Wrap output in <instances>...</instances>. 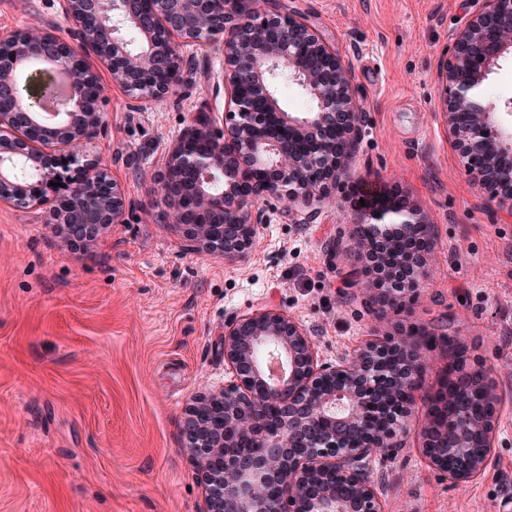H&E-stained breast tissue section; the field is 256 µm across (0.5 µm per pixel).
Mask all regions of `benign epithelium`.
<instances>
[{
	"instance_id": "1",
	"label": "benign epithelium",
	"mask_w": 512,
	"mask_h": 512,
	"mask_svg": "<svg viewBox=\"0 0 512 512\" xmlns=\"http://www.w3.org/2000/svg\"><path fill=\"white\" fill-rule=\"evenodd\" d=\"M69 37L28 29L0 36V202L28 209L65 197L48 223L64 224L80 256L110 225L123 223L126 199L101 158L90 152L107 126L104 88L88 63L105 65L112 84L140 108L163 101L185 81L186 51L218 38L224 52L221 117L197 113L172 145L158 191L166 215L193 251L228 260L247 256L255 226L268 222L270 197L326 199L352 175L364 136L352 65L302 18L253 7L255 0H60ZM466 24L449 36L440 70L444 116L461 166L512 206V102L485 99L489 77L512 58V0H471ZM72 76L68 108L45 123L53 73ZM313 102L301 115L277 97L279 80ZM275 114L285 137L269 128ZM240 228L224 236V225ZM415 227H426L411 203L354 215L358 273L383 308L397 309L414 291L425 256L394 251ZM418 348L415 335L374 344L336 363L320 360L303 326L265 309L224 322V363L234 380L193 396L185 420L188 448L205 490L207 512H383L366 469L368 447H397L401 426L374 412L386 395L407 415L419 395L423 364L394 368L395 352ZM272 353L282 372L270 373ZM320 433H311L315 424ZM430 463L454 480L478 476L488 454L465 444L431 449L446 428L435 414L427 428ZM349 495L336 492V481Z\"/></svg>"
}]
</instances>
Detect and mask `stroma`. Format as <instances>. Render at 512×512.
<instances>
[{
    "label": "stroma",
    "mask_w": 512,
    "mask_h": 512,
    "mask_svg": "<svg viewBox=\"0 0 512 512\" xmlns=\"http://www.w3.org/2000/svg\"><path fill=\"white\" fill-rule=\"evenodd\" d=\"M351 63L365 112L352 181L333 204L268 199L241 262L190 251L154 191L193 113L224 111L222 57L191 48L187 82L129 107L104 66L108 125L91 150L126 196L125 220L79 261L46 208L0 203V512H204L183 446L186 407L229 380L224 321L283 310L336 361L397 330L427 334L421 396L400 449L368 463L384 512H512V207L459 165L443 118L440 67L470 0H270ZM66 35L59 0H0V34ZM406 199L434 246L418 288L378 313L356 281L348 231L353 184ZM496 384L493 447L457 482L422 452L433 400L458 366Z\"/></svg>",
    "instance_id": "stroma-1"
}]
</instances>
